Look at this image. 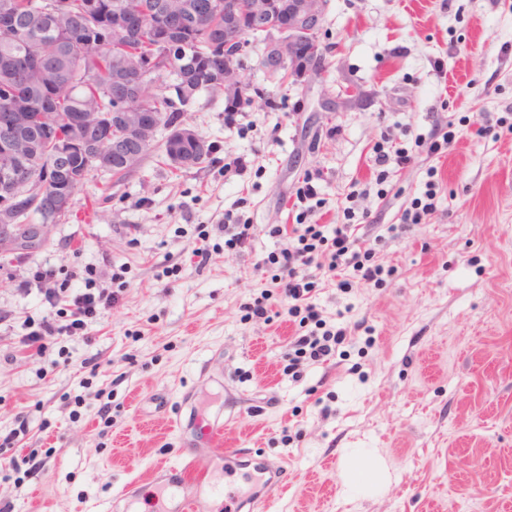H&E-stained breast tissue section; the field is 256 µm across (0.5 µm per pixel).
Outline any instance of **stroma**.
Returning a JSON list of instances; mask_svg holds the SVG:
<instances>
[{"label":"stroma","instance_id":"1","mask_svg":"<svg viewBox=\"0 0 512 512\" xmlns=\"http://www.w3.org/2000/svg\"><path fill=\"white\" fill-rule=\"evenodd\" d=\"M320 40L325 70L298 86L251 43L241 77L265 99L234 125L223 91L187 106L211 160L177 170L157 147L97 173L47 247L0 259V435L43 462L0 458L12 512H100L175 461L198 419L223 422L225 450L286 464L270 512H512V132L496 124L512 113V0H330ZM388 134L411 161L380 183ZM310 174L318 204L298 199ZM430 181L435 211L388 233ZM299 220L357 225L395 273L346 292L322 278L315 302L347 340L295 380L297 322L242 306L269 287L254 267L281 246L269 227ZM239 221L256 227L245 252L224 245ZM48 264L120 298L91 341L39 352L19 339L47 308L18 284Z\"/></svg>","mask_w":512,"mask_h":512}]
</instances>
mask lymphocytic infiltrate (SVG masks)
<instances>
[{
	"mask_svg": "<svg viewBox=\"0 0 512 512\" xmlns=\"http://www.w3.org/2000/svg\"><path fill=\"white\" fill-rule=\"evenodd\" d=\"M268 234L282 242L279 252L266 258L267 264L276 268L271 277L272 288L246 303L245 317L271 321L272 296L285 302L288 316L297 319L300 327L287 354L288 370L297 378L303 368L333 358L347 340L346 329L328 325L313 301L320 275L349 269L364 284L379 286L385 269L374 263L372 249L358 244L349 224H281L271 227ZM61 273L59 267L45 266L37 283L43 286L41 294L46 303H65L69 311L67 323H58L51 314L44 316L36 330L20 338L22 347L44 350L63 335L89 336L90 319L119 298L118 292L109 288L63 295L55 286Z\"/></svg>",
	"mask_w": 512,
	"mask_h": 512,
	"instance_id": "obj_1",
	"label": "lymphocytic infiltrate"
}]
</instances>
